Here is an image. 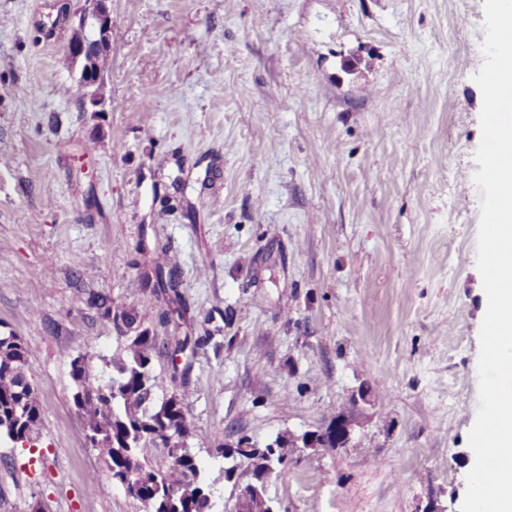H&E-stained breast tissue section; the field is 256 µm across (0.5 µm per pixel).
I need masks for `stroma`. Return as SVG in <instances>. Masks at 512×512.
<instances>
[{
    "mask_svg": "<svg viewBox=\"0 0 512 512\" xmlns=\"http://www.w3.org/2000/svg\"><path fill=\"white\" fill-rule=\"evenodd\" d=\"M64 4L0 0V330L42 408L36 442L0 437V512H144L73 402L71 359L99 374L118 346L92 292L155 337L154 395H183L214 512L251 479L216 452L241 438L287 444L277 512H460L483 0H112L87 109ZM148 251L177 293L144 287ZM340 413L347 447H295ZM102 46L101 40L96 44V47H92V58L91 64L94 69L99 72L107 69V62L109 58L108 48H97ZM93 70L90 65L82 72L77 81V91L80 103L85 107L87 102L94 107L104 106V100L99 96L96 91L97 85L101 81V74Z\"/></svg>",
    "mask_w": 512,
    "mask_h": 512,
    "instance_id": "obj_1",
    "label": "stroma"
}]
</instances>
